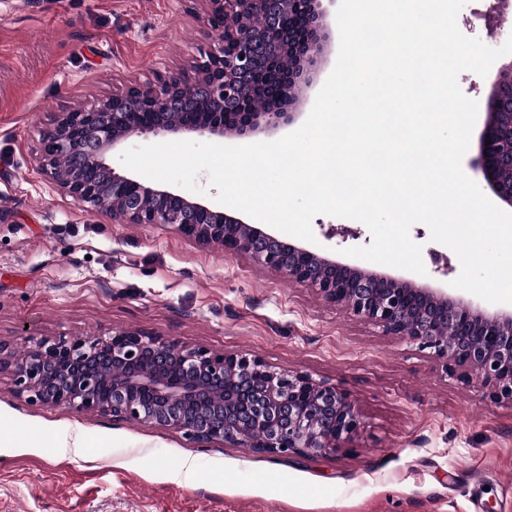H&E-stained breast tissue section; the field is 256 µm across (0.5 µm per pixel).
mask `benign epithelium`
I'll list each match as a JSON object with an SVG mask.
<instances>
[{"instance_id":"7a95c632","label":"benign epithelium","mask_w":512,"mask_h":512,"mask_svg":"<svg viewBox=\"0 0 512 512\" xmlns=\"http://www.w3.org/2000/svg\"><path fill=\"white\" fill-rule=\"evenodd\" d=\"M208 21L224 38L200 53L191 72L155 84L128 86L106 100L58 115L42 138L41 173L76 203L98 208L120 224H169L200 244H216L256 266L311 288L325 301L381 329L383 335L429 348L464 382L478 378L489 396L512 402V309L488 311L428 285L340 263L285 242L261 224L232 211L214 210L166 189L115 173L106 155L134 135L193 132L218 139L232 128L253 134L258 119L276 128L290 122L284 107L244 108L256 97L262 65L281 63L273 38L288 43L283 99L301 89L318 63L320 33L329 25L318 0H309L310 24L299 39L281 32L279 16L293 0H205ZM248 16L266 22L244 25ZM195 98L198 118H178L180 102ZM155 113L145 124L128 112L131 100ZM483 129L474 166L491 192L512 208V61L492 83L483 106ZM69 160L61 179L56 162ZM109 181L114 204L102 207L97 175ZM181 201V209L161 206ZM17 394L40 405L169 427L190 439L224 442L275 455L321 456L352 440L361 415L350 394L302 372H277L258 357L190 347L141 329L120 328L90 337H41L17 354L0 342V375Z\"/></svg>"}]
</instances>
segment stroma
<instances>
[{"label": "stroma", "instance_id": "stroma-1", "mask_svg": "<svg viewBox=\"0 0 512 512\" xmlns=\"http://www.w3.org/2000/svg\"><path fill=\"white\" fill-rule=\"evenodd\" d=\"M467 0L463 34L501 47L512 13ZM204 0H0V342L155 332L243 352L347 391L362 427L336 452L276 456L182 432L41 406L0 379V512H512V403L446 373L430 349L392 338L314 290L164 224H119L52 187L37 167L59 113L190 69L220 39ZM292 104L300 127L338 55ZM313 251L344 261L372 242L360 221L314 218ZM425 274L457 295L461 265L410 229ZM193 460L185 469V460Z\"/></svg>", "mask_w": 512, "mask_h": 512}]
</instances>
